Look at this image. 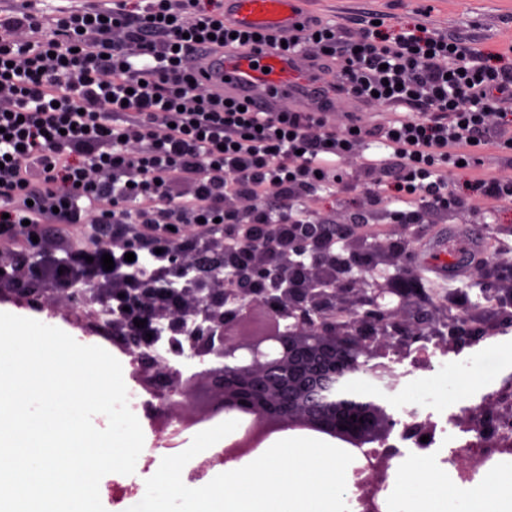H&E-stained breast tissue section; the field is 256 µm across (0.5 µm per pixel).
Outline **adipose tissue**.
I'll return each mask as SVG.
<instances>
[{
  "label": "adipose tissue",
  "mask_w": 512,
  "mask_h": 512,
  "mask_svg": "<svg viewBox=\"0 0 512 512\" xmlns=\"http://www.w3.org/2000/svg\"><path fill=\"white\" fill-rule=\"evenodd\" d=\"M399 512H512V479L492 482L476 492L453 491L447 476L423 462L400 466Z\"/></svg>",
  "instance_id": "ef3b65f1"
}]
</instances>
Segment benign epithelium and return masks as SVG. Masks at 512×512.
I'll return each instance as SVG.
<instances>
[{"label":"benign epithelium","instance_id":"obj_1","mask_svg":"<svg viewBox=\"0 0 512 512\" xmlns=\"http://www.w3.org/2000/svg\"><path fill=\"white\" fill-rule=\"evenodd\" d=\"M188 243L186 237L175 242V257L180 265L191 268L198 263V255ZM379 250L380 246L365 240L345 244L353 265L366 253L377 257ZM274 261L281 263L286 287L270 298L262 288V277L265 267ZM11 269L6 272V264L0 260V285L14 284L33 305L69 316H79L83 303L76 284L92 285L94 297L102 304L112 297L116 287L110 277L81 271L43 289L27 277L24 265L15 263ZM297 270L295 259L252 245L246 250V261L237 266L238 274L249 281L250 287L235 307H228L230 299L221 277L181 288L180 312L210 321L211 330L203 344L207 362L201 370L185 375L161 356L140 354L138 382L168 410V415L158 417L157 406L148 403L150 416L162 427L173 420L186 427L202 414H222L248 423L242 437L201 463L202 471L240 458L273 429L294 428L300 414L297 397L303 396L307 424L314 431L334 433L340 429L349 437L363 436L379 445L375 462L358 471L362 478L356 482L362 512H379L378 491L389 469L397 467L389 438L400 425L387 394L392 383H383V377L391 378L394 372L384 359L390 355L399 362L408 358L411 346L418 341L433 340L450 350L468 345L476 337L462 334L463 317L449 314L444 306L428 331H414L421 296L393 287L388 278L372 288H350L334 264L311 260L300 278L296 277ZM327 276L336 278V287H318ZM483 297L493 308L495 319L512 323V288H498L488 282ZM272 308L277 314L271 318L283 321L282 326L257 328L259 313ZM336 308L349 309L353 318L345 322L329 318V312ZM327 344L335 350L333 363L318 374L305 372L289 361V353L296 347L305 356ZM281 377L290 385L279 395H270L268 382ZM479 413L484 419L505 420L508 411L489 395ZM458 462L469 473L483 465L481 453L473 448L461 449Z\"/></svg>","mask_w":512,"mask_h":512}]
</instances>
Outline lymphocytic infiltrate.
<instances>
[{
	"instance_id": "lymphocytic-infiltrate-1",
	"label": "lymphocytic infiltrate",
	"mask_w": 512,
	"mask_h": 512,
	"mask_svg": "<svg viewBox=\"0 0 512 512\" xmlns=\"http://www.w3.org/2000/svg\"><path fill=\"white\" fill-rule=\"evenodd\" d=\"M269 36L228 25L223 0H112L111 7L49 13L21 0L0 16V241L31 250L52 224L87 223L84 242L51 274L71 276L110 255L123 297L99 306V337L121 354L193 349L201 320L149 316L144 291L223 274L214 255L177 265L173 229L198 247L224 239L231 256L254 224H291L302 259L339 256L350 239L392 223L417 237L468 240L458 275L512 264V245L453 223L474 199L512 202V63H501L417 23L387 30L301 20L282 53L296 71L333 69L334 98L302 111H266L256 98L224 99L198 78L200 60ZM393 105L365 126L345 102ZM495 145L501 162L481 154ZM461 167L467 179L451 181ZM347 201L340 217L320 204ZM134 261H126V253Z\"/></svg>"
}]
</instances>
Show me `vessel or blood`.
<instances>
[{"label": "vessel or blood", "instance_id": "b4317fda", "mask_svg": "<svg viewBox=\"0 0 512 512\" xmlns=\"http://www.w3.org/2000/svg\"><path fill=\"white\" fill-rule=\"evenodd\" d=\"M301 0H224V16L255 29L284 30L298 16ZM204 77L217 83H229L239 93L258 97L268 88L304 86L306 76L294 70L280 53L270 47L211 57Z\"/></svg>", "mask_w": 512, "mask_h": 512}]
</instances>
